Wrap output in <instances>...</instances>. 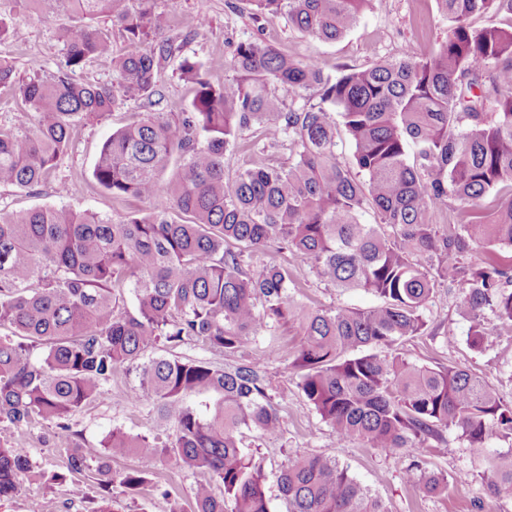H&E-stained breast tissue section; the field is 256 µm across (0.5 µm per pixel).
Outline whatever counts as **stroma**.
<instances>
[{"label":"stroma","instance_id":"obj_1","mask_svg":"<svg viewBox=\"0 0 512 512\" xmlns=\"http://www.w3.org/2000/svg\"><path fill=\"white\" fill-rule=\"evenodd\" d=\"M157 11L169 19L167 37L178 41L182 55L199 62L213 84L223 83L226 62L234 46L259 38L288 55L317 60L327 72L342 65L366 67L384 58L400 56L406 50L429 53L448 35V23L438 11L436 0H374L355 26L341 40L327 43L301 35L288 27L284 18L253 16L241 0H154ZM204 17L207 27L189 35L187 23ZM0 23L12 35L0 39V61L8 62L17 80L33 73L47 76L60 67L66 54L65 33L85 26L86 21L69 8L39 15L34 0H0ZM140 100L128 99L104 120L83 121L76 130L68 152L61 157L48 182L38 190L0 187V211L18 214L31 208L52 205L74 212H93L118 218L129 205L113 201L92 180L94 162L113 132L130 123L142 111ZM258 129L244 131L239 148L224 159L226 175L257 162L287 165L293 157L284 144L256 155L250 144ZM276 262L289 265L297 283L294 296L312 309L349 307L366 309L377 305L376 296L361 291L342 292L320 280L309 263L288 253L266 249L252 254L249 264L258 269ZM462 291L441 286L430 307L425 335L403 343L401 353L419 365L455 366L481 377L501 399L512 403V333L493 332L481 349L468 341L470 322L459 312ZM300 342L299 331L279 326L262 332L250 345L253 356H267V375L273 403L282 419L280 434L263 437L244 431L242 445L268 475L267 496L271 512H288L275 480L279 470L301 455L336 459L350 474L387 506L389 512H512V495L493 496L481 476H470L477 452L456 431H448L446 443L425 450L406 449L387 456L361 443H341L307 404L299 390L296 373L289 364ZM139 386V372L118 368L112 376V393L93 401L71 416L69 431L42 419L17 428L0 423V447L28 451L30 470L20 476L15 492L0 500V512H28L39 503L42 512H193V492L205 475L169 462L145 456L112 460L113 484L102 490L97 469L103 457L102 441L112 427L133 435L161 434L158 416L151 402L132 399ZM82 449L87 468L79 475L67 470V451ZM421 462L428 471L443 476L445 494L428 495L404 478L411 461ZM129 470L141 472L146 483L133 493L120 483ZM84 485L86 495L73 497V482Z\"/></svg>","mask_w":512,"mask_h":512}]
</instances>
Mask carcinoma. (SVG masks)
I'll use <instances>...</instances> for the list:
<instances>
[{
  "label": "carcinoma",
  "instance_id": "1",
  "mask_svg": "<svg viewBox=\"0 0 512 512\" xmlns=\"http://www.w3.org/2000/svg\"><path fill=\"white\" fill-rule=\"evenodd\" d=\"M35 2L42 14L65 3L90 21L105 14L126 40L114 56L96 28L70 30L64 64L18 86L13 68L0 62V87L15 89L34 113L30 129L0 126V186L43 185L78 123L105 119L123 99L137 98L150 111L112 133L92 176L112 200H144L151 210L117 219L49 206L0 212V421L22 428L49 420L67 431L68 417L112 393L114 372L134 365L140 386L132 397L151 399L174 435L158 441L114 428L103 441L105 458L148 456L207 471L223 494L197 484L195 512H270L267 476L240 439L243 428L281 431L266 359L223 368L143 356L163 341L231 357L262 330L291 324L301 335L291 362L298 387L339 441L398 455L431 448L449 430L479 452L512 439V404L479 376L381 353L424 334L444 283L463 289L472 348L492 331L481 319L486 309L512 330V254L503 253L512 248V29L470 23L489 11L512 14V0H437L449 29L436 50L334 74L255 39L236 45L231 75L217 86L183 57L177 70L195 85L185 112L155 109L157 74L179 46L161 39L168 17L152 0H140L135 12L128 0ZM245 2L255 14L284 16L299 33L335 42L373 0ZM94 57L110 62L117 88L74 80ZM308 91L319 105H298ZM333 110L358 177L337 162ZM254 126L261 128L255 151L287 142L293 160L226 177L224 156ZM175 158L173 174L162 178ZM493 190L500 203L487 213L481 200ZM450 199L458 220L442 229L430 217ZM368 203L380 223L360 221ZM272 244L334 287L372 293L380 303L365 310L297 303L287 266L245 269L251 253ZM478 247L484 265H463L460 258ZM122 288L134 295L130 310H119ZM194 393L218 395L213 413L187 404ZM476 469L491 494H512V448L483 457ZM28 471L26 449L0 448V498ZM405 477L427 494L447 489L417 462ZM277 484L288 512H389L334 459H297Z\"/></svg>",
  "mask_w": 512,
  "mask_h": 512
}]
</instances>
